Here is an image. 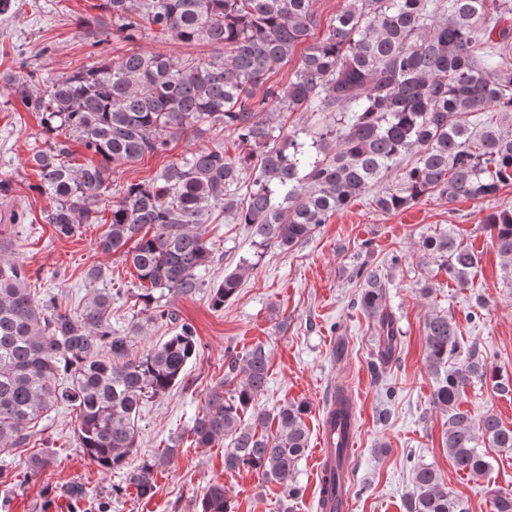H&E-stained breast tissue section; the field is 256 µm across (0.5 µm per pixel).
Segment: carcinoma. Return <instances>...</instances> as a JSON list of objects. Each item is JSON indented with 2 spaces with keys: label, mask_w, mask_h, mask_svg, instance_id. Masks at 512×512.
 <instances>
[{
  "label": "carcinoma",
  "mask_w": 512,
  "mask_h": 512,
  "mask_svg": "<svg viewBox=\"0 0 512 512\" xmlns=\"http://www.w3.org/2000/svg\"><path fill=\"white\" fill-rule=\"evenodd\" d=\"M315 0H103L90 62L41 88L36 70L21 62L10 81L17 97L42 115L44 147L30 157L38 190L50 200L45 221L59 237L79 224H99L97 203L122 165L161 155L170 144L214 127L237 134L243 153L199 149L165 166L148 182L129 183L112 204L100 246L121 253L143 283L135 302L158 307L167 293L196 294L211 250L199 226L214 209L244 224L258 246L283 251L311 237L364 195L393 212L437 193L448 203L484 200L512 182V134L495 128L487 112H512V0H348L323 37ZM150 31L183 43L205 42L224 55L175 58L126 51L103 58V44ZM303 52H298V48ZM298 58L288 82H269ZM262 94H256L258 88ZM318 112L315 130L283 132L270 125L267 106ZM76 136L91 158L71 162L60 134ZM398 183L385 185L391 172ZM250 174L244 198L233 187ZM512 277V205L485 217ZM448 277L464 283L475 253L453 235L422 242ZM358 305L378 322L381 358L398 346L383 307L387 279L377 266L359 268ZM25 266L0 259V447L23 448L59 406L75 414L74 439L104 470H123L137 452L142 406L183 382L199 353L193 328L183 323L165 341L129 356L132 341L112 334L104 288L78 311L56 297L32 292ZM241 276L230 273L210 293L221 309ZM426 363L436 379L433 403L448 411L444 447L456 468L481 476L489 462L479 448L512 450V429L490 414L475 421L461 408L466 389L488 381L505 395L512 375L488 366L475 348L461 357L457 321L434 313L425 323ZM265 348L231 358L190 433L198 446L220 438L224 469H247L282 485V498L308 448L306 406L287 403L270 415L256 408L267 384ZM336 422L356 423L353 403L336 393ZM277 423L276 433L268 431ZM177 453L170 446L126 472L141 497L155 491V473ZM492 512H512V492L496 490ZM195 512H231L224 485L214 483ZM405 512H468L428 464L413 468Z\"/></svg>",
  "instance_id": "carcinoma-1"
}]
</instances>
